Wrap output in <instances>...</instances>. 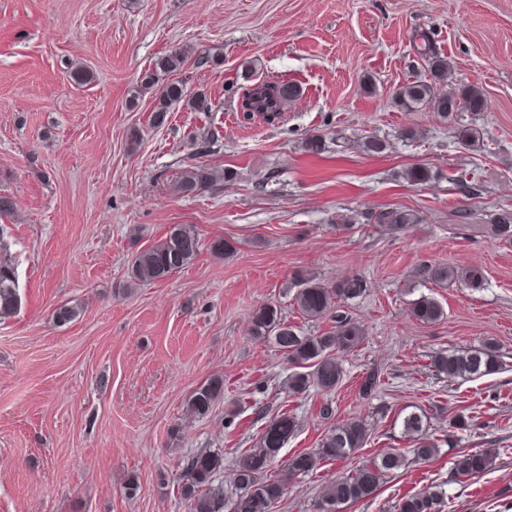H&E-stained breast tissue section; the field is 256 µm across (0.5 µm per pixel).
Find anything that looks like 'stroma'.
<instances>
[{
    "instance_id": "35a3bbf8",
    "label": "stroma",
    "mask_w": 512,
    "mask_h": 512,
    "mask_svg": "<svg viewBox=\"0 0 512 512\" xmlns=\"http://www.w3.org/2000/svg\"><path fill=\"white\" fill-rule=\"evenodd\" d=\"M424 34L452 85L482 88L485 111L444 121L394 103L404 81L432 78ZM175 49L186 52L177 79L211 109L180 106L156 127L151 95L135 101L131 90ZM78 68L89 83L74 80ZM263 80L300 89L273 125L240 109ZM462 124L479 142L459 139ZM312 135L320 151L308 150ZM370 138L385 149L366 152ZM190 164L234 177L184 197L174 183ZM413 166L433 179L408 183ZM0 194L14 204L0 221L21 295L0 320V512H190L180 489L192 455L223 452L231 496L238 452L275 416L298 422L280 465L329 425L363 421L365 446L292 481L274 510L314 512L338 477L411 448L398 420L410 406L426 411L438 455L409 460L347 512H393L402 495L437 483L444 512H512V245L485 229L512 212V0H0ZM389 208L418 224L394 235L368 223ZM173 224L194 225L199 255L166 280L133 283V253ZM216 238L231 254L210 252ZM425 262L481 268L484 286L415 282ZM302 274L371 284L340 305L366 337L343 355L331 393L289 395L292 364L274 339L250 334L268 304L306 333L330 328L295 306ZM423 295L442 305L439 322L411 316ZM64 303L79 314L61 325ZM487 338L504 370L475 381L432 372L436 352ZM372 370L381 382L367 396L360 379ZM213 376L224 397L195 417L187 399ZM228 410L239 413L232 431ZM459 415L478 428H451ZM473 448L497 449L493 469L453 481L456 456Z\"/></svg>"
}]
</instances>
